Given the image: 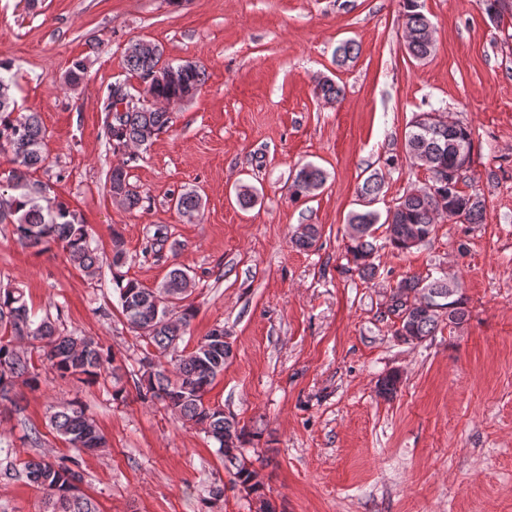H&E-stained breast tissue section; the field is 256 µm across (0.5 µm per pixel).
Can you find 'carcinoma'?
<instances>
[{"mask_svg": "<svg viewBox=\"0 0 512 512\" xmlns=\"http://www.w3.org/2000/svg\"><path fill=\"white\" fill-rule=\"evenodd\" d=\"M401 22L409 33L406 49L418 62L435 52L432 25L421 10L419 0H403ZM358 46L345 41L335 51L336 64L353 61ZM129 71L142 80L151 73L176 68L177 82L150 85L146 93L155 99L186 98L193 95L206 80L205 70L185 62L174 65L162 61V51L156 45L147 47L135 42L125 52ZM9 67L0 63V152L9 153L19 168L12 172L7 187L0 191V223L13 226L17 241L27 247L60 245L71 263L87 275L99 270L100 257L92 247L88 225L67 207L57 204L48 208L40 205L46 186L32 181L29 172L45 163V131L35 112H18L11 78L4 75ZM317 97L333 102L342 95V87L323 77L315 87ZM126 111L112 115L114 92L108 90L101 111L106 113L105 129L108 144L116 150L129 145L143 146L152 142L171 121L169 112L136 99L124 88ZM406 158L430 175V184L412 190L398 199L387 211L385 219L370 208L379 196L383 176L375 172L359 189L362 209L348 215L347 253L354 270L364 280L378 273V245L375 232L385 228L386 244L398 251H407L429 241L443 218L457 219L463 224L483 221L485 202L476 193L467 194L458 187L463 173L472 162L473 139L468 126L449 125L438 112L414 115L405 134ZM440 165L454 166L460 175L453 182H441L434 170ZM326 181L325 171L313 164L299 168L288 187L290 195L308 196ZM112 195L129 209L143 202L127 178L122 165L112 167L108 176ZM176 211L188 218L199 214L201 198L195 191H184L172 199ZM320 238L316 224L304 225V232L292 238L299 250L313 248ZM119 292L121 313L130 328L145 329L139 335L145 347L137 360L139 378L134 382L137 399L160 403L186 423L202 427L209 438L218 443L224 467L233 472L235 481L255 494L258 512H272L264 497L257 472L244 457V445L250 432L239 425L224 409L205 401L208 388L224 372V342L214 339L217 330L201 337L192 350L179 353L178 344L194 318V306L187 302L191 277L175 264L159 288H147L135 279L120 273L113 274ZM462 288L455 278L446 276L421 279L409 276L401 279L391 290L387 312L401 321L393 335L411 337L420 343L434 335L443 322L459 325L465 321ZM112 351L104 348L93 336L62 335L49 317L40 320L32 313L19 287L0 290V402L20 410L16 387L39 388L42 367L48 366L62 376H70L88 384L100 381L112 383V400L126 402L129 393L121 384L119 366ZM52 433L64 441L75 455L58 461L28 458L20 462L15 472L5 476H24L26 481L43 491L48 512H96L90 498L82 491L85 481L79 456L93 454L108 447V440L84 404L69 402L56 408L49 417Z\"/></svg>", "mask_w": 512, "mask_h": 512, "instance_id": "carcinoma-1", "label": "carcinoma"}]
</instances>
